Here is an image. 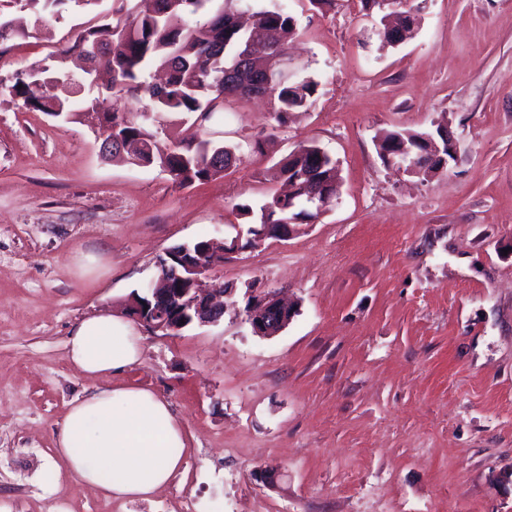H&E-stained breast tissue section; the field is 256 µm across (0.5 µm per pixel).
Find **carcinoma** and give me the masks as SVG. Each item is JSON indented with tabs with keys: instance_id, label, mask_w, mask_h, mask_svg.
Wrapping results in <instances>:
<instances>
[{
	"instance_id": "obj_1",
	"label": "carcinoma",
	"mask_w": 512,
	"mask_h": 512,
	"mask_svg": "<svg viewBox=\"0 0 512 512\" xmlns=\"http://www.w3.org/2000/svg\"><path fill=\"white\" fill-rule=\"evenodd\" d=\"M18 2L28 7L39 23L48 14H60V6L68 0H0V8ZM210 2L153 0L151 10L131 20L90 26L63 53L76 52L86 61L92 47L101 45L110 49L109 58L85 65L78 75L62 77L47 68L33 67L17 75L12 84H0V89H7L24 108L50 116L77 121L87 113L96 114L99 126L113 128L112 157L124 156L133 165H157L180 186L220 177L236 159L235 148L208 138L196 143L174 140L167 151L159 153L156 138L164 130V119L179 115L210 120L226 111L228 99L251 97L245 86L227 81L226 68L248 50V82L265 77L268 61L280 56V44L293 38L297 27L295 18L278 5L252 13L250 27L243 29L233 16L250 8L248 0H224V6L210 19L190 21ZM100 67L112 72L113 94L143 91L149 103L135 114L120 107L99 112L101 90L93 84V73ZM72 85L82 96L72 95ZM317 88L318 82L310 76L282 80L273 75L265 96L273 102L277 126L285 125L289 114L312 104ZM399 140L415 145L418 151L426 148L421 132L394 131L385 137L387 142ZM320 150L308 145L290 152L271 167L272 179L294 180L299 185L316 180L336 193V161ZM320 216L302 197L290 203L288 197L273 194L261 206L258 223L314 224ZM211 250L208 241H197L183 259L208 270L220 260Z\"/></svg>"
}]
</instances>
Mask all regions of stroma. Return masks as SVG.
Wrapping results in <instances>:
<instances>
[{
  "label": "stroma",
  "instance_id": "stroma-1",
  "mask_svg": "<svg viewBox=\"0 0 512 512\" xmlns=\"http://www.w3.org/2000/svg\"><path fill=\"white\" fill-rule=\"evenodd\" d=\"M280 3L299 36L289 67L313 105L275 127L267 99L232 100L220 179L176 185L159 167L107 161L94 119H55L0 93V512H512V0H408L410 39L381 48L361 0ZM142 0L67 5L0 42V79L53 66L85 28ZM448 130L446 170L385 165L392 131ZM338 162L340 197L288 240L229 251L211 279L235 290L215 324L140 329L118 375L164 398L185 467L152 501L86 488L55 453L71 403L93 387L66 358L81 319L125 313L170 247L231 241L307 145ZM298 312L252 332L247 289Z\"/></svg>",
  "mask_w": 512,
  "mask_h": 512
}]
</instances>
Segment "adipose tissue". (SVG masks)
Wrapping results in <instances>:
<instances>
[{"label":"adipose tissue","instance_id":"1","mask_svg":"<svg viewBox=\"0 0 512 512\" xmlns=\"http://www.w3.org/2000/svg\"><path fill=\"white\" fill-rule=\"evenodd\" d=\"M71 365L89 378L121 373L141 357L133 323L109 311L82 319L66 341ZM186 442L167 402L125 385L97 386L71 404L55 452L78 482L104 497L147 501L181 471Z\"/></svg>","mask_w":512,"mask_h":512}]
</instances>
